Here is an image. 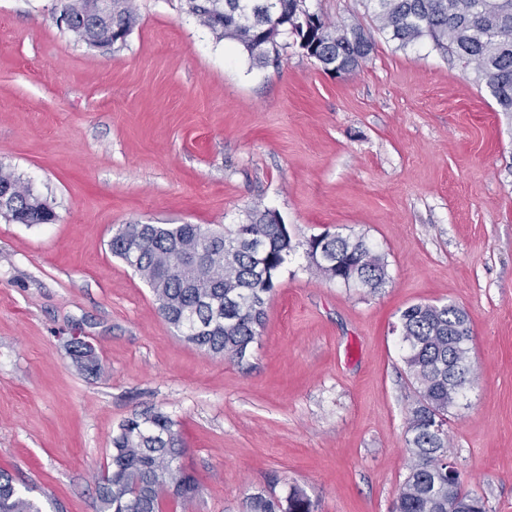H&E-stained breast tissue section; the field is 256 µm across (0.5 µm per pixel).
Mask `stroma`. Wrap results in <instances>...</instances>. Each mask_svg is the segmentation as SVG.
<instances>
[{"mask_svg": "<svg viewBox=\"0 0 512 512\" xmlns=\"http://www.w3.org/2000/svg\"><path fill=\"white\" fill-rule=\"evenodd\" d=\"M373 28L364 0H307ZM125 42L93 48L58 0H0V168L57 220L0 216V468L44 512H98L112 434L161 412L198 482L189 512H246L303 490L310 512H392L406 475L401 312L452 302L478 379L448 418V455L488 512H512V113L429 41L376 34L339 78L281 38L254 64L187 12L136 0ZM294 249L249 355L216 358L160 315L109 243L126 224L224 231L254 202ZM359 235L385 288L317 276L305 241ZM87 337L98 372L73 365Z\"/></svg>", "mask_w": 512, "mask_h": 512, "instance_id": "obj_1", "label": "stroma"}]
</instances>
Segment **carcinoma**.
<instances>
[{"mask_svg": "<svg viewBox=\"0 0 512 512\" xmlns=\"http://www.w3.org/2000/svg\"><path fill=\"white\" fill-rule=\"evenodd\" d=\"M236 0H185L219 40L237 43L250 60L266 64L279 38L295 37L299 49L327 71L359 69L374 49V38L359 25H332L309 10L306 0H249L254 15L236 22ZM376 29L406 47L424 38L471 68L502 112H512V0H367ZM112 36L130 33L136 16L130 0H112ZM1 181L18 191L0 211L20 224H50L55 212L46 199L10 173ZM247 220L265 237L256 252L236 237L237 229L213 232L199 224H127L110 243L112 253L134 268L151 288L159 310L185 341L215 357L243 360L265 320V300L290 255L289 237L264 224L255 206ZM327 241L343 266L318 270L329 281L377 291L389 277L385 257L360 236ZM208 264L188 265L198 251ZM467 312L453 303L414 304L400 315L403 361L416 399L407 433L411 460L394 512H487L483 500L464 488L448 462V411L474 383L469 360L471 330ZM69 354L79 370L99 369L93 347L71 338ZM175 423L161 412L124 420L112 435L111 462L98 479L99 512H163L166 501L182 506L198 492L195 479L179 464L184 449ZM0 512H43L0 470ZM247 512H306L304 494L292 489L286 501L274 496L248 498Z\"/></svg>", "mask_w": 512, "mask_h": 512, "instance_id": "cac0c4a2", "label": "carcinoma"}]
</instances>
